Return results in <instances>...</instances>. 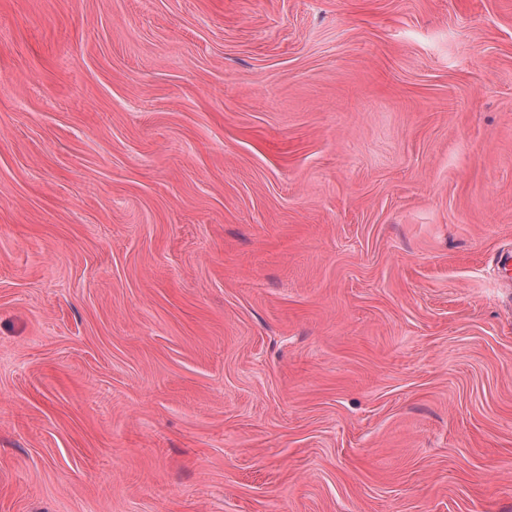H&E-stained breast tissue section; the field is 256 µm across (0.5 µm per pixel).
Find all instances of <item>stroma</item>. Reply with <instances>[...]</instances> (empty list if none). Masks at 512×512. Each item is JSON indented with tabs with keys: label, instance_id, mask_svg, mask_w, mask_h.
I'll return each instance as SVG.
<instances>
[{
	"label": "stroma",
	"instance_id": "stroma-1",
	"mask_svg": "<svg viewBox=\"0 0 512 512\" xmlns=\"http://www.w3.org/2000/svg\"><path fill=\"white\" fill-rule=\"evenodd\" d=\"M512 0H0V512H512Z\"/></svg>",
	"mask_w": 512,
	"mask_h": 512
}]
</instances>
